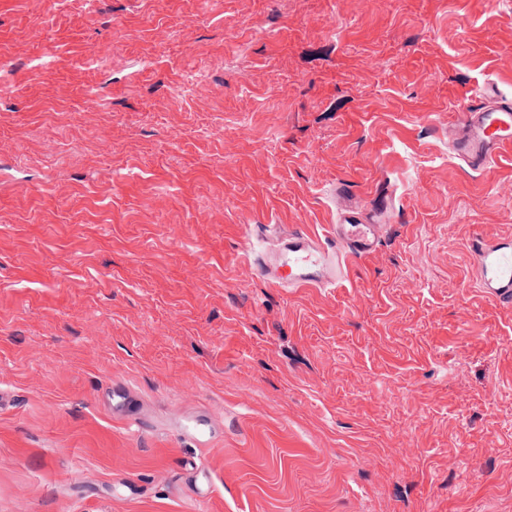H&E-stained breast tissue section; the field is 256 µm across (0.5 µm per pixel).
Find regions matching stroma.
Wrapping results in <instances>:
<instances>
[{
    "label": "stroma",
    "mask_w": 512,
    "mask_h": 512,
    "mask_svg": "<svg viewBox=\"0 0 512 512\" xmlns=\"http://www.w3.org/2000/svg\"><path fill=\"white\" fill-rule=\"evenodd\" d=\"M0 512H512V0H0ZM336 288L256 274L337 184ZM453 146L468 165L480 168L512 152V102L494 88L484 91L482 100L468 106ZM479 288L501 307H512V240H487L481 235L469 244Z\"/></svg>",
    "instance_id": "stroma-1"
}]
</instances>
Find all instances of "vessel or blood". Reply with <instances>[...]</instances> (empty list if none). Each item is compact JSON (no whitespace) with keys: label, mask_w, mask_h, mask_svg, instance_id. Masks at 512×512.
Returning a JSON list of instances; mask_svg holds the SVG:
<instances>
[{"label":"vessel or blood","mask_w":512,"mask_h":512,"mask_svg":"<svg viewBox=\"0 0 512 512\" xmlns=\"http://www.w3.org/2000/svg\"><path fill=\"white\" fill-rule=\"evenodd\" d=\"M453 146L468 165L480 168L512 152V101L496 92H483L468 106ZM325 244L304 225H292L283 235L275 264L260 263L258 274L273 288H333L349 276L351 260L374 249L378 227L363 223L356 208H340ZM479 288L496 304L512 307V240L474 236L469 244Z\"/></svg>","instance_id":"b4317fda"}]
</instances>
